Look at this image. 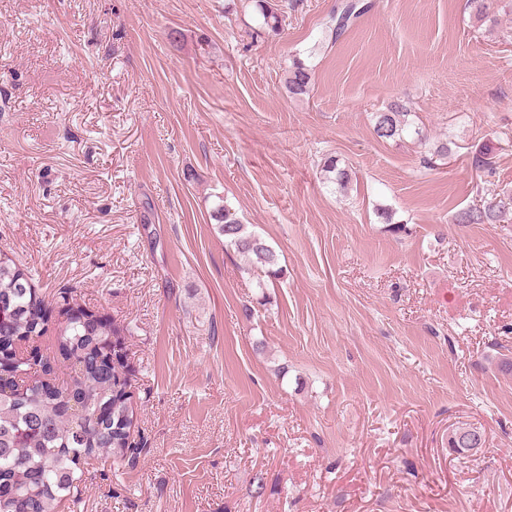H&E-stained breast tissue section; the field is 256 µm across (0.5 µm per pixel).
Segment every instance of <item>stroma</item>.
<instances>
[{"label":"stroma","instance_id":"1","mask_svg":"<svg viewBox=\"0 0 512 512\" xmlns=\"http://www.w3.org/2000/svg\"><path fill=\"white\" fill-rule=\"evenodd\" d=\"M338 2L256 38L246 0H0V251L131 329L142 450L67 512H512V213L452 221L512 194V15L373 0L331 44ZM394 99L447 159L376 138ZM220 196L278 255L265 288ZM313 70L299 57H294L285 71L284 87L290 98L301 100L310 95ZM324 172V178L328 183L337 185L341 190H344L350 182L351 174L346 165H341L339 159L335 156L327 157L321 167ZM473 207L461 209L453 215L456 224H499L512 209L511 198L491 197ZM482 439L477 428L471 426L456 427L448 438V447L458 454L468 453L482 448Z\"/></svg>","mask_w":512,"mask_h":512}]
</instances>
